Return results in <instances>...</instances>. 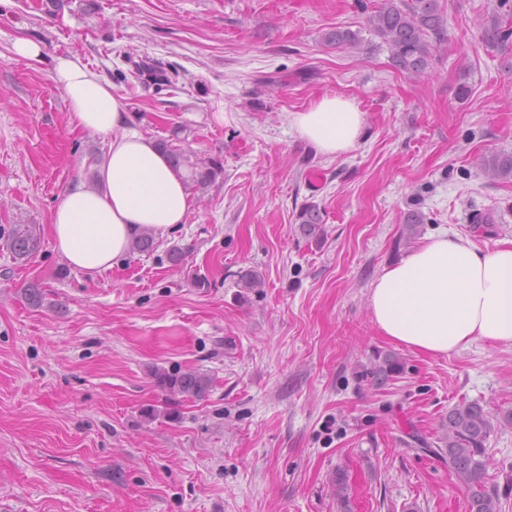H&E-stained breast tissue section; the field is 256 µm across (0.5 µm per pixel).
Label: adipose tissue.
Segmentation results:
<instances>
[{"mask_svg": "<svg viewBox=\"0 0 512 512\" xmlns=\"http://www.w3.org/2000/svg\"><path fill=\"white\" fill-rule=\"evenodd\" d=\"M72 128L109 139L95 186H69L53 210L54 247L85 274L119 266L143 231L165 237L185 223L191 197L154 140L131 129L112 86L75 56L54 59ZM301 138L326 156L354 149L364 117L332 94L289 115ZM371 321L391 342L446 355L484 340L512 347V239L488 252L441 234L385 267L369 292Z\"/></svg>", "mask_w": 512, "mask_h": 512, "instance_id": "adipose-tissue-1", "label": "adipose tissue"}]
</instances>
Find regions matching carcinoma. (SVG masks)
Listing matches in <instances>:
<instances>
[{"label": "carcinoma", "mask_w": 512, "mask_h": 512, "mask_svg": "<svg viewBox=\"0 0 512 512\" xmlns=\"http://www.w3.org/2000/svg\"><path fill=\"white\" fill-rule=\"evenodd\" d=\"M368 25L388 46L394 65L405 74L420 77L430 68L437 44L444 41L443 18L439 0H383L368 18ZM512 38V29L493 20L485 30L484 39L503 44ZM329 46L354 45L357 37L348 30H332L325 35ZM159 148L167 155L172 169L180 176L186 189L203 193L224 174L221 160L202 157L181 147L171 139H160ZM482 166L503 178L512 177V153H493L482 160ZM296 223L306 238L323 234V215L314 204H306L297 214ZM402 370L401 361L387 355L373 371L375 385L385 386ZM157 385L170 397L204 399L212 387L209 376L196 371L156 370ZM493 428L483 407L477 403L455 405L448 418L441 422V435L436 441L437 455L448 457V470L472 490L469 512H499V493L485 482V443Z\"/></svg>", "instance_id": "1"}]
</instances>
